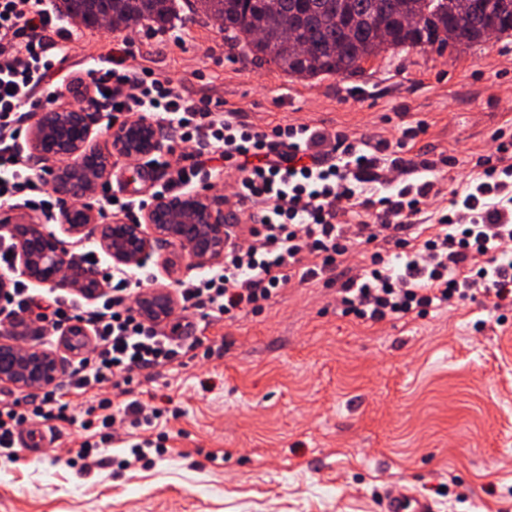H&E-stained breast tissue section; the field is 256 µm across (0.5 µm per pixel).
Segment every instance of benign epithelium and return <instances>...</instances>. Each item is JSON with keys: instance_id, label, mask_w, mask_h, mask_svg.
I'll return each instance as SVG.
<instances>
[{"instance_id": "7a95c632", "label": "benign epithelium", "mask_w": 512, "mask_h": 512, "mask_svg": "<svg viewBox=\"0 0 512 512\" xmlns=\"http://www.w3.org/2000/svg\"><path fill=\"white\" fill-rule=\"evenodd\" d=\"M92 120L80 108H57L36 115L29 133L31 154L40 161L70 160V165L52 171L55 189L64 200L91 198L110 173L112 157L148 158L165 147V134L148 119L129 121L111 132L114 152L89 146ZM231 215L200 192L158 196L142 218L102 222L86 203L66 212L64 230L72 236L93 235L117 266L140 264L161 243H176L181 256L198 268L213 267L224 260ZM13 240L15 261L27 280L52 287H66L87 298L103 291L96 270L79 262L58 238L33 218L3 220ZM177 303L169 289H154L138 297L141 315L155 322L171 317ZM90 333L75 321L61 336V345L75 356L88 345ZM66 371L65 360L43 348H20L0 344V384L36 392L55 386Z\"/></svg>"}]
</instances>
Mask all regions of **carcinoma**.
I'll list each match as a JSON object with an SVG mask.
<instances>
[{
    "label": "carcinoma",
    "mask_w": 512,
    "mask_h": 512,
    "mask_svg": "<svg viewBox=\"0 0 512 512\" xmlns=\"http://www.w3.org/2000/svg\"><path fill=\"white\" fill-rule=\"evenodd\" d=\"M398 0H279L270 14L267 0H192V8L221 20L224 39L289 76L315 79L364 71L384 53L448 45L472 46L512 37V0H410L423 24L404 23ZM178 0H55L57 12L87 29L104 18H134L165 30L177 15Z\"/></svg>",
    "instance_id": "cac0c4a2"
}]
</instances>
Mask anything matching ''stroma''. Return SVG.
<instances>
[{
  "mask_svg": "<svg viewBox=\"0 0 512 512\" xmlns=\"http://www.w3.org/2000/svg\"><path fill=\"white\" fill-rule=\"evenodd\" d=\"M124 36L77 27L67 68L84 76ZM128 36L133 66L249 124H308L372 144L418 128L396 157L409 172L439 163L440 194L415 216L419 229L494 153L495 136L512 137V37L299 80L246 57L219 20L184 6L173 29ZM172 162L193 159L170 139L157 162L116 158L105 184L148 199ZM180 254L155 247L156 287L198 276ZM168 258L175 274L164 270ZM336 298V284L295 279L233 319L175 311L193 360L137 372L121 391L66 396L74 411L102 398L116 409L132 399L161 407L135 434H165L163 454L131 461L121 431L82 471L69 453L85 431L48 421L55 445L46 454L0 462V512H379L385 492L402 487L436 512H512V309L461 301L373 323L342 314Z\"/></svg>",
  "mask_w": 512,
  "mask_h": 512,
  "instance_id": "stroma-1",
  "label": "stroma"
}]
</instances>
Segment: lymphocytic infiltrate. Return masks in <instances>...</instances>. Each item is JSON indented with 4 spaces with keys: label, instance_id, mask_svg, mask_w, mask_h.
<instances>
[{
    "label": "lymphocytic infiltrate",
    "instance_id": "1",
    "mask_svg": "<svg viewBox=\"0 0 512 512\" xmlns=\"http://www.w3.org/2000/svg\"><path fill=\"white\" fill-rule=\"evenodd\" d=\"M71 39L52 0H0V208L24 206L56 219L59 200L48 189L43 168L19 145L29 117L50 104L69 77L64 69ZM94 87L88 102L110 123L132 116L155 117L174 129L195 157L175 168L161 191L185 192L208 182L216 161L239 176L233 195L253 208L248 243L224 250L222 265L181 288L183 311L235 318L262 308L292 278L334 276L352 239L398 246V267L382 256L339 285L344 313L380 322L420 315L460 300L512 304V166L486 156L464 191H452L448 210L423 244L406 248L402 237L431 194L428 174L387 181L383 194H366L374 169L385 163L386 144L361 148L345 135L307 124L271 131L221 112L212 99L192 101L147 69L134 70L128 55H107L87 70ZM107 286L92 308L78 311L71 295L48 297L34 307L23 282L0 306L6 317L32 313L42 327L64 331L81 319L93 335L90 355L78 359L68 385L84 393L120 387L134 370L168 365L183 353L182 324L164 328L142 318L133 296L144 284L139 268L104 272ZM57 389L29 400H0V460L16 462L15 439L33 421L62 417Z\"/></svg>",
    "mask_w": 512,
    "mask_h": 512
}]
</instances>
